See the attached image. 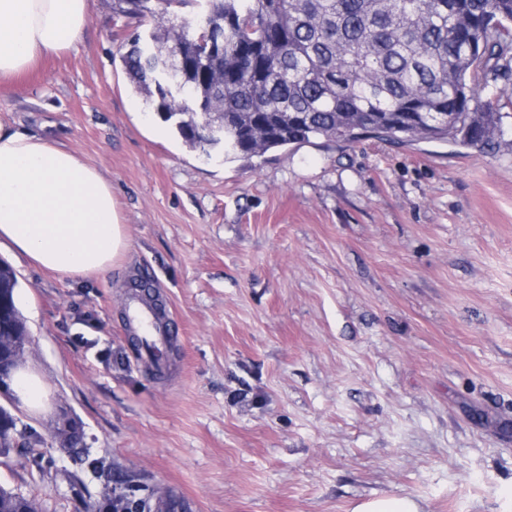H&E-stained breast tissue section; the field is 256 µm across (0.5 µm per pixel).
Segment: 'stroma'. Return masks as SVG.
<instances>
[{
  "instance_id": "1",
  "label": "stroma",
  "mask_w": 512,
  "mask_h": 512,
  "mask_svg": "<svg viewBox=\"0 0 512 512\" xmlns=\"http://www.w3.org/2000/svg\"><path fill=\"white\" fill-rule=\"evenodd\" d=\"M95 0L78 51L0 83V120L78 150L111 181L130 249L60 278L4 249L43 405L0 485L86 512L113 469L191 512H512V108L499 146L317 137L248 159L186 148L121 55L152 27ZM151 281L164 373L125 318ZM75 417L77 454L50 430ZM352 512H423L422 506L410 496L376 497L354 506Z\"/></svg>"
}]
</instances>
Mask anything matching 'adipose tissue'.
I'll return each mask as SVG.
<instances>
[{
  "label": "adipose tissue",
  "instance_id": "ef3b65f1",
  "mask_svg": "<svg viewBox=\"0 0 512 512\" xmlns=\"http://www.w3.org/2000/svg\"><path fill=\"white\" fill-rule=\"evenodd\" d=\"M92 0H0V80L77 50ZM63 278L109 275L129 249L111 181L77 150L0 123V246Z\"/></svg>",
  "mask_w": 512,
  "mask_h": 512
}]
</instances>
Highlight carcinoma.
<instances>
[{
	"instance_id": "carcinoma-1",
	"label": "carcinoma",
	"mask_w": 512,
	"mask_h": 512,
	"mask_svg": "<svg viewBox=\"0 0 512 512\" xmlns=\"http://www.w3.org/2000/svg\"><path fill=\"white\" fill-rule=\"evenodd\" d=\"M185 0H118L148 21L157 54L134 39L121 56L133 89L191 151L217 144L196 133L200 108L224 113V159L250 158L313 137L454 141L479 152L502 136L498 111L512 76V0H214L224 19V61L205 62L198 32L177 27ZM17 278L0 260L1 336L28 334ZM18 418L0 407V455ZM127 491L154 490L135 472L103 499L125 509ZM27 496L0 487V512H25Z\"/></svg>"
}]
</instances>
